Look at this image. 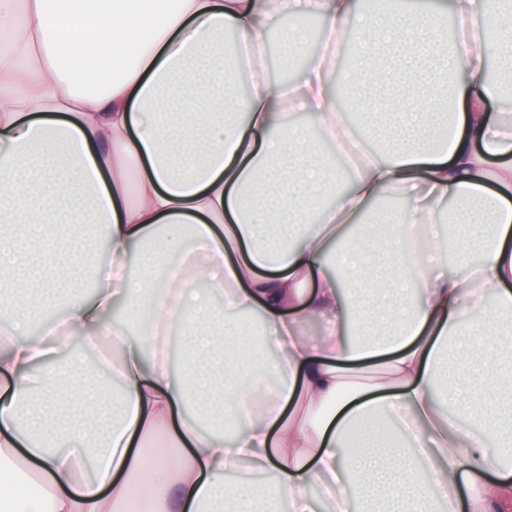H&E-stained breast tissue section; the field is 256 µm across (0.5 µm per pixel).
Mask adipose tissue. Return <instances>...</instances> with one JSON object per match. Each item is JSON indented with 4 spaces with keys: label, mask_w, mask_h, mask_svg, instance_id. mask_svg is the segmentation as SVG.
<instances>
[{
    "label": "adipose tissue",
    "mask_w": 512,
    "mask_h": 512,
    "mask_svg": "<svg viewBox=\"0 0 512 512\" xmlns=\"http://www.w3.org/2000/svg\"><path fill=\"white\" fill-rule=\"evenodd\" d=\"M452 11L449 37L438 15ZM512 0H0V314L74 198L95 231L82 263L55 266L73 340L116 336L120 396L97 439L50 402L88 413L66 392L68 348L23 326L0 332V512H331L383 483L396 512H503L512 504V419L494 355L512 339V119L491 111L505 89L491 55L512 47ZM319 17L323 49L284 28L300 82L271 84L265 47L276 19ZM358 58L394 62L385 96L408 135L363 152L336 184L326 145L358 111V71L334 79L349 26ZM232 47H225V37ZM459 81L453 119L428 136L432 90ZM307 113L299 127L289 111ZM389 194L405 200L388 235L361 232ZM479 248L464 277L437 269L449 250ZM205 293H198V283ZM222 298L221 311L210 301ZM128 310V332L107 315ZM482 321H473V309ZM318 335L300 334L308 320ZM222 369L215 386L194 358L176 370V324ZM47 371H40V364ZM370 452L343 451L353 431ZM91 477H84L87 460ZM274 485L232 487L242 463Z\"/></svg>",
    "instance_id": "1"
}]
</instances>
